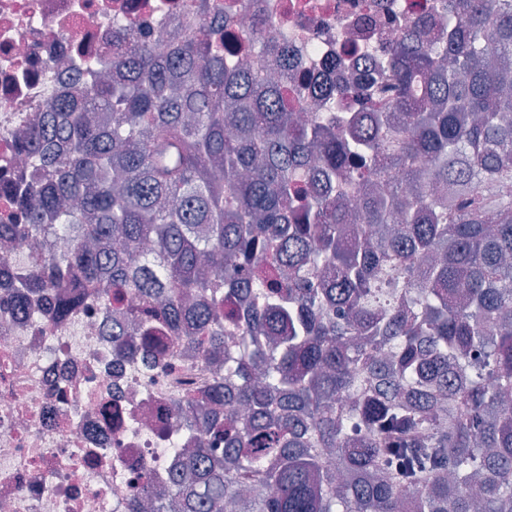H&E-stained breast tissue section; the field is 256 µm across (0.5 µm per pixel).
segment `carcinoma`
Segmentation results:
<instances>
[{
    "mask_svg": "<svg viewBox=\"0 0 512 512\" xmlns=\"http://www.w3.org/2000/svg\"><path fill=\"white\" fill-rule=\"evenodd\" d=\"M200 2L217 23L164 47L114 21L0 224L31 248L1 303L56 321L132 293L113 358L178 340L214 366L173 403L193 447L127 512H512V0L395 13L397 43L356 44L371 70L318 88L266 19L253 48L282 65L258 80Z\"/></svg>",
    "mask_w": 512,
    "mask_h": 512,
    "instance_id": "1",
    "label": "carcinoma"
}]
</instances>
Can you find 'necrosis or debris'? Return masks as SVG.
<instances>
[{
	"instance_id": "4bbe7bcc",
	"label": "necrosis or debris",
	"mask_w": 512,
	"mask_h": 512,
	"mask_svg": "<svg viewBox=\"0 0 512 512\" xmlns=\"http://www.w3.org/2000/svg\"><path fill=\"white\" fill-rule=\"evenodd\" d=\"M392 0H253L237 14L250 30L271 18L276 42L287 21L292 54L313 79L325 71L337 36L394 42ZM163 24L172 36L208 25L197 0H0V223L15 212L13 188L31 168L16 154L36 115L61 93L69 68L55 60L102 55L114 17ZM107 309L86 297L56 328L0 306V512H126L143 472L167 482L177 448L188 445L169 413L175 397L210 381L208 368L171 343L164 365L112 361Z\"/></svg>"
}]
</instances>
